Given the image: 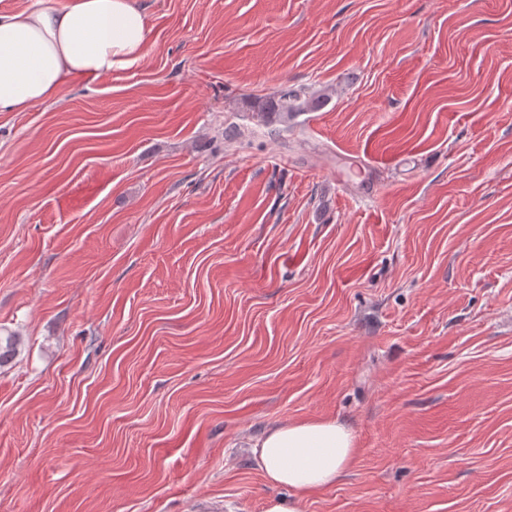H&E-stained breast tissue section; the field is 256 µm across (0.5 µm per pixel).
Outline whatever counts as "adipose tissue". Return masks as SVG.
Here are the masks:
<instances>
[{
  "label": "adipose tissue",
  "mask_w": 512,
  "mask_h": 512,
  "mask_svg": "<svg viewBox=\"0 0 512 512\" xmlns=\"http://www.w3.org/2000/svg\"><path fill=\"white\" fill-rule=\"evenodd\" d=\"M148 34L134 0H65L0 14V112L55 101L68 78L137 65ZM253 448L266 481L289 491L267 512H302L303 495L334 486L355 460L351 431L334 419L271 427Z\"/></svg>",
  "instance_id": "1"
}]
</instances>
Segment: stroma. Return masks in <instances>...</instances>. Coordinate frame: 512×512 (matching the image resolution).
<instances>
[{
	"instance_id": "stroma-1",
	"label": "stroma",
	"mask_w": 512,
	"mask_h": 512,
	"mask_svg": "<svg viewBox=\"0 0 512 512\" xmlns=\"http://www.w3.org/2000/svg\"><path fill=\"white\" fill-rule=\"evenodd\" d=\"M135 3L0 112V512H266L250 441L326 418L302 512H512V0ZM249 104L252 112H256L261 118L276 113L288 116L292 112H309L319 106V102L304 89L288 86L281 88L272 96L257 98Z\"/></svg>"
}]
</instances>
